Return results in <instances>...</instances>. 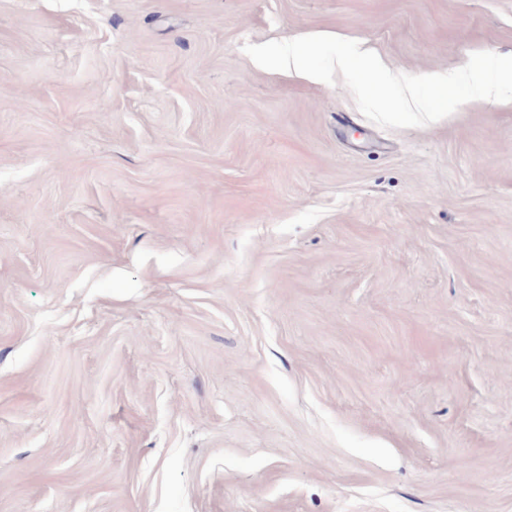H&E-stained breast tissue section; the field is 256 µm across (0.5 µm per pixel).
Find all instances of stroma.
Returning a JSON list of instances; mask_svg holds the SVG:
<instances>
[{
    "label": "stroma",
    "instance_id": "obj_1",
    "mask_svg": "<svg viewBox=\"0 0 512 512\" xmlns=\"http://www.w3.org/2000/svg\"><path fill=\"white\" fill-rule=\"evenodd\" d=\"M512 55V0H0V512H512V102L385 130L244 44Z\"/></svg>",
    "mask_w": 512,
    "mask_h": 512
}]
</instances>
